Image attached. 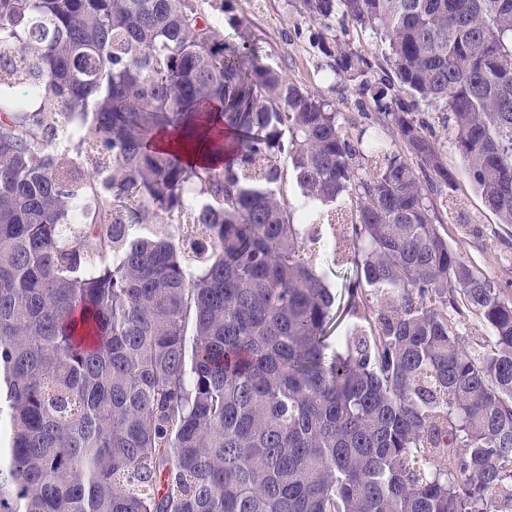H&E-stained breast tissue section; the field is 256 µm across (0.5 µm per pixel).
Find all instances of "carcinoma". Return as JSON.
I'll return each instance as SVG.
<instances>
[{"label": "carcinoma", "instance_id": "cac0c4a2", "mask_svg": "<svg viewBox=\"0 0 512 512\" xmlns=\"http://www.w3.org/2000/svg\"><path fill=\"white\" fill-rule=\"evenodd\" d=\"M299 3L403 152L199 0H0V85L37 101L0 97V512H512V297L448 243L462 213L413 116L512 224V0ZM61 113L89 135L61 143ZM209 128L219 167L148 148ZM288 176L336 205L341 297ZM134 193L137 223L185 234H131L112 198ZM336 33L341 35V31L346 29L345 36L346 40H349L352 46L355 49L361 51L362 54L366 56V58L373 65V73L377 77V74L383 75L382 70L386 68V64L384 61V46L381 43H376L375 39L369 37L368 33L361 32L359 27H357L350 19L343 18L342 16L336 17ZM377 73V74H376Z\"/></svg>", "mask_w": 512, "mask_h": 512}]
</instances>
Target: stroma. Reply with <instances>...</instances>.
Here are the masks:
<instances>
[{
	"label": "stroma",
	"mask_w": 512,
	"mask_h": 512,
	"mask_svg": "<svg viewBox=\"0 0 512 512\" xmlns=\"http://www.w3.org/2000/svg\"><path fill=\"white\" fill-rule=\"evenodd\" d=\"M297 0H205L203 8L221 37L234 39L239 24L255 36L264 64L288 72L304 88L336 102L346 118L372 112L369 98L359 95L354 81L334 76L315 46V27L297 25ZM455 190L453 198L464 215L448 225V241L461 248L471 264L512 295V224L500 223L474 191L468 170L452 135L440 140Z\"/></svg>",
	"instance_id": "1"
}]
</instances>
